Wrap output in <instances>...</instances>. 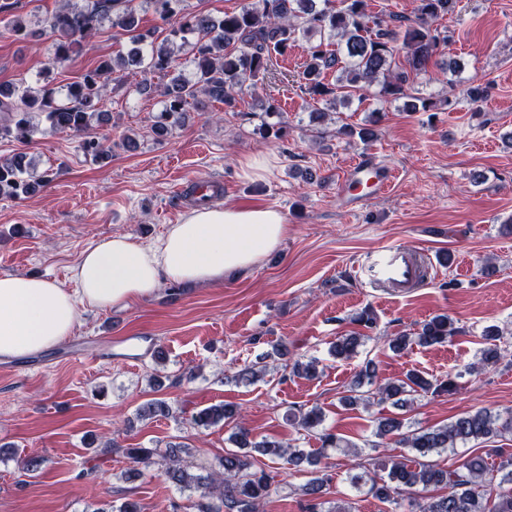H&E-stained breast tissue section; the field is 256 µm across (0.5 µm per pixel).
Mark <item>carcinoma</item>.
I'll list each match as a JSON object with an SVG mask.
<instances>
[{"label": "carcinoma", "mask_w": 512, "mask_h": 512, "mask_svg": "<svg viewBox=\"0 0 512 512\" xmlns=\"http://www.w3.org/2000/svg\"><path fill=\"white\" fill-rule=\"evenodd\" d=\"M185 0H144L165 30L161 42L147 41L139 31V22L131 0H66L60 9L44 18L33 16L34 22L56 37L52 66L61 65L78 53L83 42L91 37L104 21L129 35L135 48L124 62L104 57L80 80L67 86L60 94L49 84H0V140L28 143L42 132L41 124L59 133L82 134L83 153L95 161L108 158L109 153L95 136L86 134L93 122L109 120L100 110L112 75L121 71L122 64L140 69L143 79L140 90L151 93L154 86L149 77L169 78L161 89L164 109L153 125L159 137L169 133V120L179 121L188 107L200 95L224 103L227 111L236 108V95L257 84L270 71L273 55H284L299 36L319 35L310 43L303 70L301 88L316 103L335 107L336 102L366 100V93L378 88L379 96L390 102L404 101L412 112H431L449 108L448 97L425 96L410 82L413 74L427 71L440 45L448 43V29L438 21L453 13L456 0H415L414 16L389 23L369 13L368 0H248L240 10L214 17L201 12H187ZM19 0L0 3V13L10 14L7 28L19 41L36 37L26 17L17 12ZM187 49L193 64L192 72L184 73L178 62V52ZM335 81L326 82L329 73ZM338 139L355 137L368 141L372 130L343 124L335 129ZM53 172L33 176V165L24 153L0 157V198L16 199L30 195L52 180ZM458 330L446 315H436L421 324L413 333H403L389 340L390 347L403 352L412 345H434L450 341ZM479 366L472 364L466 371L494 367L507 356L506 333L498 326L486 327L481 334ZM363 337L351 334L334 345L340 358H349L362 345ZM460 374L435 382L416 371L403 378L381 380L376 366L367 361L344 397L349 406L369 407L388 402L399 410L409 407L414 396L421 393L451 394L458 389ZM365 391H359L362 386ZM170 409L166 402L154 400L144 405L141 417H166ZM323 410L314 406L299 408L291 413L297 430L317 437L321 450L347 448L349 442L325 432ZM200 429L217 425L232 426V443L236 450L224 455L221 466L224 475L203 478L189 472L179 457L181 446L169 445L164 458L168 460L162 476L179 488L201 491L195 504L196 512H258V506L269 495L271 476L265 470H251L246 456L258 451L271 461L284 459L298 467L303 454L294 453L277 440H255L243 421L239 409L232 404L205 407L190 418ZM512 434V411L506 415L486 410L465 412L449 424L440 427L406 426L399 415L380 417L375 437L380 440L399 437L402 447L413 458L395 459L382 465V473L360 472L350 476L355 486L368 487V493L383 503L392 505L391 512H512V454L494 449L500 458L489 463L483 454L462 457L454 469L423 461L433 452L455 449L470 442L486 443ZM125 455L133 463L131 472L139 475V466L153 464L156 450L127 448ZM315 466L302 491L318 500L329 481L327 474L317 469L320 458L308 460ZM496 487L491 495L488 489Z\"/></svg>", "instance_id": "cac0c4a2"}]
</instances>
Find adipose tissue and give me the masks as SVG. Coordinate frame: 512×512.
<instances>
[{
  "instance_id": "adipose-tissue-1",
  "label": "adipose tissue",
  "mask_w": 512,
  "mask_h": 512,
  "mask_svg": "<svg viewBox=\"0 0 512 512\" xmlns=\"http://www.w3.org/2000/svg\"><path fill=\"white\" fill-rule=\"evenodd\" d=\"M288 226L272 207L195 208L147 243L112 235L71 268L74 289L37 276L0 274V357L44 353L71 335L87 309L123 308L162 284L210 282L276 249Z\"/></svg>"
}]
</instances>
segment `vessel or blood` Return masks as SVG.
<instances>
[{"instance_id": "1", "label": "vessel or blood", "mask_w": 512, "mask_h": 512, "mask_svg": "<svg viewBox=\"0 0 512 512\" xmlns=\"http://www.w3.org/2000/svg\"><path fill=\"white\" fill-rule=\"evenodd\" d=\"M394 179L393 169L378 167L370 158L359 159L349 165L338 191L353 211L361 201L359 192L362 188L382 194L389 190ZM431 273L432 268L423 254L396 245L378 251L363 265V274L370 287L388 288L400 294L422 287Z\"/></svg>"}]
</instances>
